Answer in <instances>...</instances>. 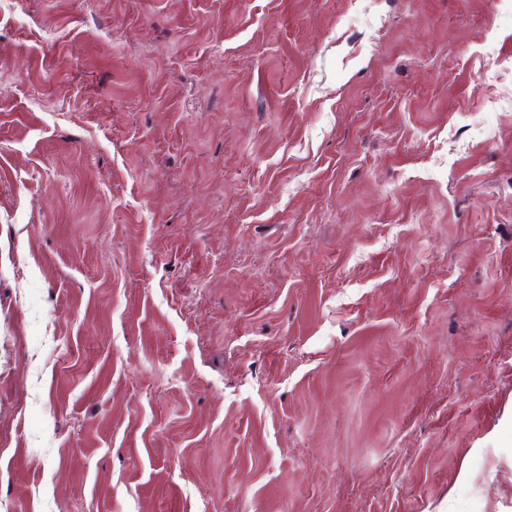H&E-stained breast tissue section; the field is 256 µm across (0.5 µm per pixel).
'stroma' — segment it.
<instances>
[{
    "label": "stroma",
    "mask_w": 512,
    "mask_h": 512,
    "mask_svg": "<svg viewBox=\"0 0 512 512\" xmlns=\"http://www.w3.org/2000/svg\"><path fill=\"white\" fill-rule=\"evenodd\" d=\"M0 512H512V0H0Z\"/></svg>",
    "instance_id": "obj_1"
}]
</instances>
